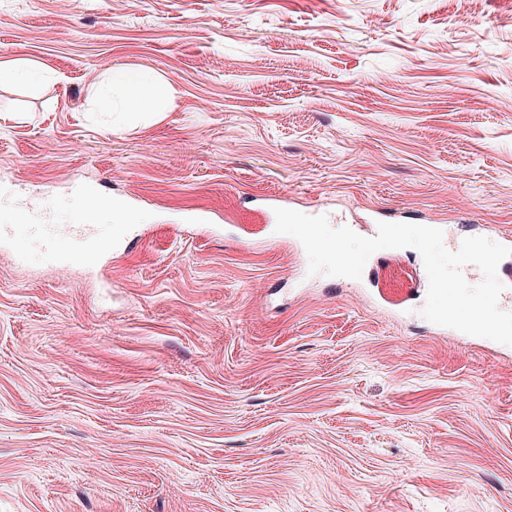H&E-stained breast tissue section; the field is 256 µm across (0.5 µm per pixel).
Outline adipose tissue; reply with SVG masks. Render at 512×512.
Segmentation results:
<instances>
[{"mask_svg":"<svg viewBox=\"0 0 512 512\" xmlns=\"http://www.w3.org/2000/svg\"><path fill=\"white\" fill-rule=\"evenodd\" d=\"M102 84L103 90L98 99L101 111H111L117 102L133 113L158 109L160 89L148 74L115 68L106 73Z\"/></svg>","mask_w":512,"mask_h":512,"instance_id":"1","label":"adipose tissue"}]
</instances>
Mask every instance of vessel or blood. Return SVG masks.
I'll list each match as a JSON object with an SVG mask.
<instances>
[{"label":"vessel or blood","mask_w":512,"mask_h":512,"mask_svg":"<svg viewBox=\"0 0 512 512\" xmlns=\"http://www.w3.org/2000/svg\"><path fill=\"white\" fill-rule=\"evenodd\" d=\"M42 255L51 265H67L112 246V235L94 224H35Z\"/></svg>","instance_id":"obj_1"}]
</instances>
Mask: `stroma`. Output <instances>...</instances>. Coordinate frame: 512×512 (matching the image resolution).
Segmentation results:
<instances>
[{"label": "stroma", "instance_id": "35a3bbf8", "mask_svg": "<svg viewBox=\"0 0 512 512\" xmlns=\"http://www.w3.org/2000/svg\"><path fill=\"white\" fill-rule=\"evenodd\" d=\"M17 58L0 224L128 227L0 241V512H512V346L428 327L416 249L312 275L263 211L512 235V0H0ZM119 67L159 113L99 110ZM36 73L24 59H15L5 66L0 65V81L29 83ZM38 234L42 255L51 265H69L89 255L112 248V234L95 224H27ZM61 239H66L68 250H63Z\"/></svg>", "mask_w": 512, "mask_h": 512}]
</instances>
